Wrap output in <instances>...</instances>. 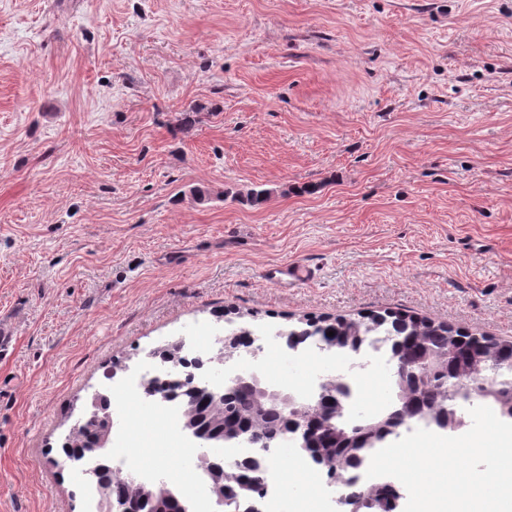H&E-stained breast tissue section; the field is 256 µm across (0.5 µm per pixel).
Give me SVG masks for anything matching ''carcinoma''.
I'll use <instances>...</instances> for the list:
<instances>
[{
    "label": "carcinoma",
    "instance_id": "obj_1",
    "mask_svg": "<svg viewBox=\"0 0 512 512\" xmlns=\"http://www.w3.org/2000/svg\"><path fill=\"white\" fill-rule=\"evenodd\" d=\"M320 322L334 335L348 344H354L366 336H385L387 342L399 341V352L405 356L416 354L419 348L445 352L448 345L459 340L460 355L450 361L444 360L434 370L420 376L419 383L411 385L406 395L411 406L419 412L414 421L425 423L436 417H445L453 422L462 416L459 406L466 404L467 384L474 380H488L497 396L488 400V406L498 412L504 420L512 419V341L475 334L444 322L419 317L400 311L372 312L363 319L344 317H305L283 331L310 328ZM200 418L199 429L211 438H222L238 429L248 428L267 436L282 433L287 429L288 419L280 407L255 400L254 393L244 387L227 388L224 397L212 398L207 393L183 407V418ZM375 438L361 435L356 439L344 437L340 431L318 430L316 445L309 455L329 477L347 481V486L365 477L366 463L378 451L380 439L392 433L386 412L375 414ZM112 432L104 423L77 428L65 437L70 448H87L100 441L110 439ZM260 485L265 482L264 470L243 466L224 475V487L233 488L240 483ZM112 499H144L152 512H173L175 501L182 499L181 493L170 483L158 490L147 481H131L123 473L112 475L110 485Z\"/></svg>",
    "mask_w": 512,
    "mask_h": 512
}]
</instances>
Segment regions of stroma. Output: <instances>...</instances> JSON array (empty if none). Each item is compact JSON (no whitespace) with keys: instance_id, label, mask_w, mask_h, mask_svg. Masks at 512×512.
<instances>
[{"instance_id":"stroma-1","label":"stroma","mask_w":512,"mask_h":512,"mask_svg":"<svg viewBox=\"0 0 512 512\" xmlns=\"http://www.w3.org/2000/svg\"><path fill=\"white\" fill-rule=\"evenodd\" d=\"M384 310L512 340V0H0V512H86L113 366ZM265 280L274 285L301 284L309 280L310 272L299 263L273 265L264 269ZM100 398L99 393H94L88 406L87 412L84 418L80 421L78 426H84L85 424H94L100 420V413L97 410L98 400ZM112 432L107 428L105 423L94 424L91 427L72 429L69 434L65 437L66 444L62 448H85L84 457L75 458L73 457V465L84 474H88L91 477H96L95 468H91V458L94 454L86 456L88 453L94 452L95 449L89 448L90 444L96 445L100 441L106 439L104 447H99L100 450L104 449L110 456L108 448H105L110 440Z\"/></svg>"}]
</instances>
